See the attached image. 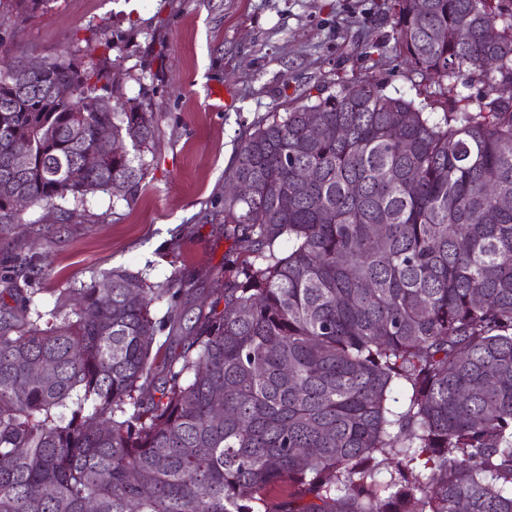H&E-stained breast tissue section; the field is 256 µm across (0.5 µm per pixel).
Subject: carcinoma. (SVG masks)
<instances>
[{
  "label": "carcinoma",
  "mask_w": 512,
  "mask_h": 512,
  "mask_svg": "<svg viewBox=\"0 0 512 512\" xmlns=\"http://www.w3.org/2000/svg\"><path fill=\"white\" fill-rule=\"evenodd\" d=\"M389 10L427 103L367 76L256 121L225 176L224 291L192 325L188 279L122 269L54 326L0 321V512H512V0ZM84 41L89 65L0 64V157L30 156L0 170V224L16 193L144 178L158 113L109 84L104 31Z\"/></svg>",
  "instance_id": "cac0c4a2"
}]
</instances>
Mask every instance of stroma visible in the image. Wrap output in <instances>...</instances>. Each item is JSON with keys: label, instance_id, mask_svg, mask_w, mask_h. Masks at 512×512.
Returning a JSON list of instances; mask_svg holds the SVG:
<instances>
[{"label": "stroma", "instance_id": "1", "mask_svg": "<svg viewBox=\"0 0 512 512\" xmlns=\"http://www.w3.org/2000/svg\"><path fill=\"white\" fill-rule=\"evenodd\" d=\"M390 0H49L30 18L0 5V42L36 62L84 50L90 30L116 47L111 77L159 114L149 168L130 200L96 193L26 209L0 225V275L29 257L27 316L44 327L57 306L102 273L123 269L161 283L191 279L187 308L224 286L225 174L245 131L302 91L374 76L385 93L418 98L399 55ZM384 47L381 64L360 54ZM223 88L221 108L211 89ZM69 221H60L61 211Z\"/></svg>", "mask_w": 512, "mask_h": 512}]
</instances>
